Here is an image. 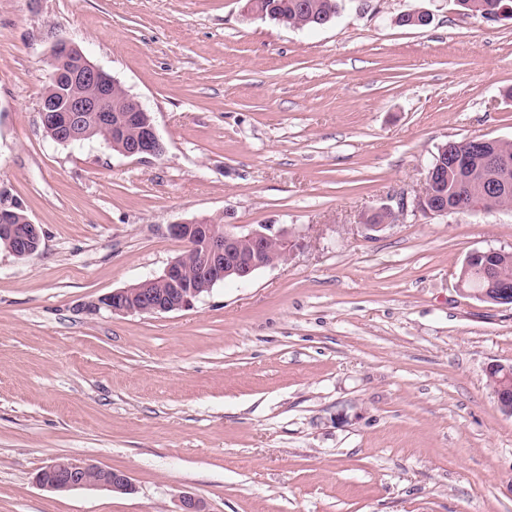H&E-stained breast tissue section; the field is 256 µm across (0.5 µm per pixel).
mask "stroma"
<instances>
[{"mask_svg": "<svg viewBox=\"0 0 512 512\" xmlns=\"http://www.w3.org/2000/svg\"><path fill=\"white\" fill-rule=\"evenodd\" d=\"M283 27L246 0H0V197L40 231L0 247V512H512V306L461 293L512 252V209L427 217L438 147L512 141V20L455 0H340ZM429 11L425 27L398 15ZM63 37L151 113L166 150L53 143L39 105ZM407 202L378 232L364 215ZM287 227V262L193 307L97 309L160 275L170 224ZM136 490L57 493L56 457ZM491 365H494L496 368H499L502 373V377L500 379L502 381L501 389L498 392L492 390L496 398L497 405L504 414L512 416V383L510 388L511 395H509L506 392V390L510 386V381L512 378V365L498 363Z\"/></svg>", "mask_w": 512, "mask_h": 512, "instance_id": "stroma-1", "label": "stroma"}]
</instances>
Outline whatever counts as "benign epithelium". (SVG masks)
I'll return each mask as SVG.
<instances>
[{
  "label": "benign epithelium",
  "mask_w": 512,
  "mask_h": 512,
  "mask_svg": "<svg viewBox=\"0 0 512 512\" xmlns=\"http://www.w3.org/2000/svg\"><path fill=\"white\" fill-rule=\"evenodd\" d=\"M72 92L61 102L45 97L41 100L42 121L52 127L56 135L72 142L83 136L86 112L97 113L96 119L107 127L112 143L121 145V154L136 159L157 158L165 152V145L152 118H143L142 103L133 96H126L127 107L112 108V88L116 86L112 77L94 65L84 53H79L75 68L68 74ZM36 225L14 224L9 234L20 245L29 243ZM173 238L183 244L182 253L173 258L161 275L148 278L127 288L112 291L101 305L120 314H158L185 310L201 295L230 275L249 278L259 269L273 265L268 260L269 247L276 243L285 255H290L295 243L285 227L262 224L246 232L236 230L233 224H207L205 220H192L169 225ZM196 260L204 279L189 280L185 269L188 257ZM166 285L178 289L169 294L159 289ZM502 377L501 389L494 393L499 409L512 416V394L507 389L512 385V365L495 364ZM97 468L88 461L66 458L57 459L47 471L53 478L43 474L36 476L37 483L55 490L87 488L86 474ZM97 487L112 490H132L130 476L121 470H104Z\"/></svg>",
  "instance_id": "7a95c632"
}]
</instances>
